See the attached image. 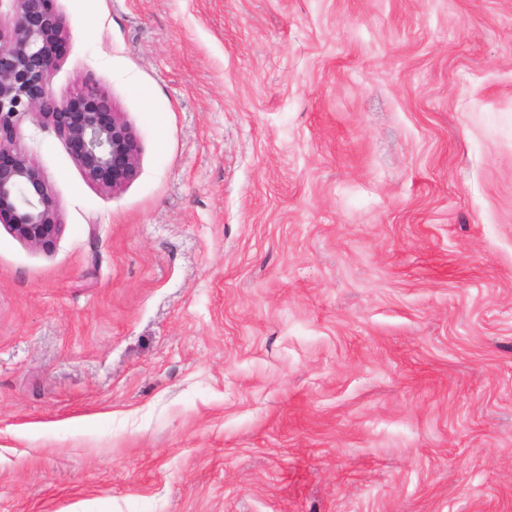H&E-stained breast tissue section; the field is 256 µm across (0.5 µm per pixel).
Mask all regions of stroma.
<instances>
[{"label": "stroma", "instance_id": "stroma-1", "mask_svg": "<svg viewBox=\"0 0 512 512\" xmlns=\"http://www.w3.org/2000/svg\"><path fill=\"white\" fill-rule=\"evenodd\" d=\"M141 148L0 223V512H512V0H54Z\"/></svg>", "mask_w": 512, "mask_h": 512}]
</instances>
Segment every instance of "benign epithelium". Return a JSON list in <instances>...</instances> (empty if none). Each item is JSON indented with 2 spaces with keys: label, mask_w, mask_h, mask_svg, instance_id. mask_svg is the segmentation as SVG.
<instances>
[{
  "label": "benign epithelium",
  "mask_w": 512,
  "mask_h": 512,
  "mask_svg": "<svg viewBox=\"0 0 512 512\" xmlns=\"http://www.w3.org/2000/svg\"><path fill=\"white\" fill-rule=\"evenodd\" d=\"M0 21V223L29 245L49 248L59 231L56 204L40 170L15 147L20 123L30 118L68 143L86 178L118 191L139 172L140 147L112 101L87 84L70 99L49 90L68 31L52 0H7Z\"/></svg>",
  "instance_id": "obj_1"
}]
</instances>
